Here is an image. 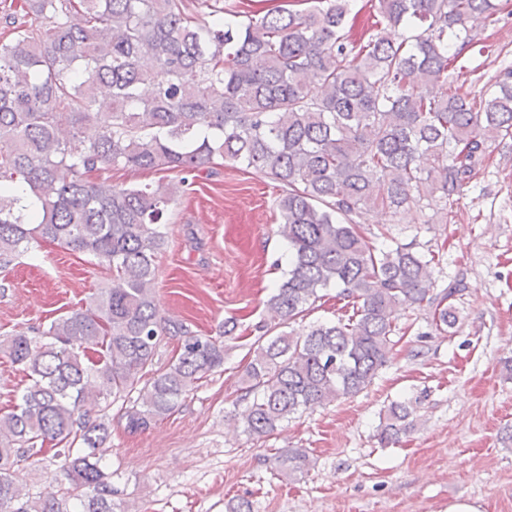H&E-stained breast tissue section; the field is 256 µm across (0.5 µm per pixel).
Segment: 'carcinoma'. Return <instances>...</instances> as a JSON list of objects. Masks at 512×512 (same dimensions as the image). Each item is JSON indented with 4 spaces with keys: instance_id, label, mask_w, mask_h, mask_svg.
I'll list each match as a JSON object with an SVG mask.
<instances>
[{
    "instance_id": "cac0c4a2",
    "label": "carcinoma",
    "mask_w": 512,
    "mask_h": 512,
    "mask_svg": "<svg viewBox=\"0 0 512 512\" xmlns=\"http://www.w3.org/2000/svg\"><path fill=\"white\" fill-rule=\"evenodd\" d=\"M353 0L262 16L219 0H0V268L43 241L85 253L112 272L86 308L19 332L0 351L29 371L13 412L0 415V512H115L112 474L97 449L106 410L138 391V429L172 414L224 365V344L159 317L156 258L168 243V209L220 157L285 187L275 201L288 270L266 301L289 324L320 292L352 310L302 334L257 326L235 417L261 440L307 408L352 397L389 361L397 320L433 308L436 329L457 327L461 281L431 295L443 253L401 243L357 221L370 208L395 214L455 197L485 167L488 144L512 137V70L476 97L448 69L469 19L494 18L498 0H374L376 31L357 43L346 27ZM439 83L448 91L437 94ZM112 93L102 108L98 93ZM99 128L80 140L85 123ZM433 160L424 169L421 156ZM181 174L177 182L118 186L113 168ZM25 191L28 203L16 191ZM179 350L153 369L163 337ZM420 397L391 401L377 437L416 426ZM61 446L68 486L38 499L13 473L37 442ZM288 475L307 452L280 455Z\"/></svg>"
}]
</instances>
